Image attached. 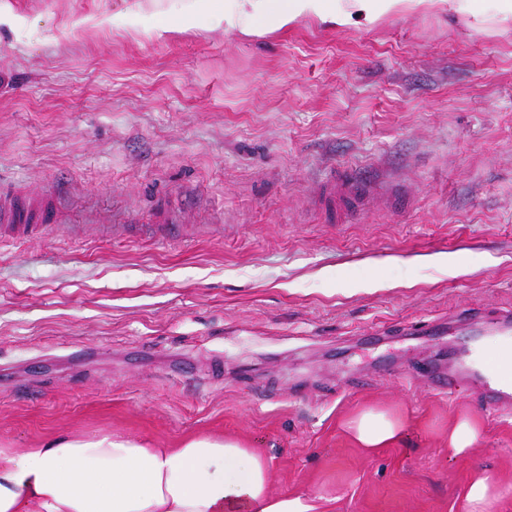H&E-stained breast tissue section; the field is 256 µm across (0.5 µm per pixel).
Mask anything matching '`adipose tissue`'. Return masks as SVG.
I'll use <instances>...</instances> for the list:
<instances>
[{"label": "adipose tissue", "mask_w": 512, "mask_h": 512, "mask_svg": "<svg viewBox=\"0 0 512 512\" xmlns=\"http://www.w3.org/2000/svg\"><path fill=\"white\" fill-rule=\"evenodd\" d=\"M225 33L263 36L308 22L371 29L382 18L433 12L481 32L512 23V0H189ZM365 452L404 442L405 417L368 403L342 422ZM268 460L233 438L195 435L176 448L145 438L54 435L40 447L0 448V512H319L314 498L270 492Z\"/></svg>", "instance_id": "1"}]
</instances>
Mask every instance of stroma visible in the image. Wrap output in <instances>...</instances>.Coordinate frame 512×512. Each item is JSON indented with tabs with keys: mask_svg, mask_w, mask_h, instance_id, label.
Returning a JSON list of instances; mask_svg holds the SVG:
<instances>
[{
	"mask_svg": "<svg viewBox=\"0 0 512 512\" xmlns=\"http://www.w3.org/2000/svg\"><path fill=\"white\" fill-rule=\"evenodd\" d=\"M141 1L0 0V191L66 201L0 245V445L227 434L323 512H466L478 471L512 512V415L464 319L512 308V26L241 38L199 14L159 38L171 4ZM123 11L121 35L77 23ZM365 402L405 410L399 447L340 434ZM480 430L471 416H463L448 429V453L460 455L478 440Z\"/></svg>",
	"mask_w": 512,
	"mask_h": 512,
	"instance_id": "obj_1",
	"label": "stroma"
}]
</instances>
